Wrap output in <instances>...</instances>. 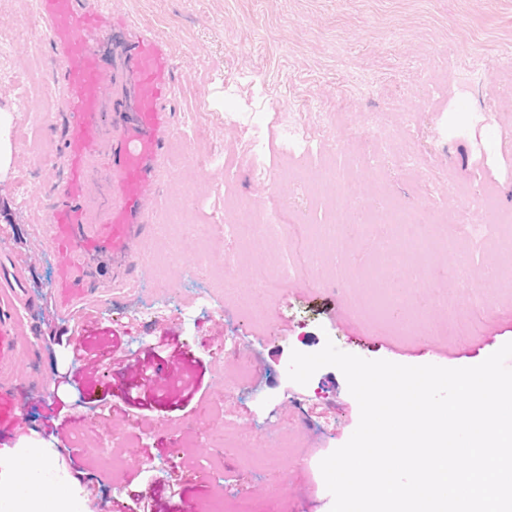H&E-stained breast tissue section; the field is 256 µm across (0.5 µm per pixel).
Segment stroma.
<instances>
[{
    "label": "stroma",
    "mask_w": 512,
    "mask_h": 512,
    "mask_svg": "<svg viewBox=\"0 0 512 512\" xmlns=\"http://www.w3.org/2000/svg\"><path fill=\"white\" fill-rule=\"evenodd\" d=\"M30 4L0 0V104L14 108L0 249L26 266L36 300L24 318L19 375L46 378L55 363H71L72 345L52 301L59 259L35 248L28 203L51 190L62 125L57 99L44 95L54 84L52 50L33 33ZM112 8L170 42L180 82L169 170L144 197L153 221L167 223L184 202L189 224L225 223L243 204L281 207L284 224L260 253L242 236L187 235L175 251L169 239L146 235L145 266L131 269L115 299L88 310L89 344L112 336L171 371L185 359L201 378L192 400L137 407L135 379L121 377L90 403L75 388L50 409L33 398L0 429V450L27 435L57 452L88 512H194L200 491L219 489L250 512H330L320 462L348 441L360 410L336 367L304 386L290 381L292 351L315 353L330 341L369 360L465 367L512 342V0H112ZM236 76L226 94L225 78ZM284 119L326 136L323 155L286 150ZM257 132L272 169L265 183L252 178L243 153ZM334 167L344 169L343 184L327 179ZM340 191L356 210L354 226L341 253L310 256ZM395 205L457 238L423 259L406 250V266H429L422 292L372 274ZM462 224L483 225L480 253L458 237ZM206 249L215 264L204 272L193 262ZM228 251L241 255L243 282L260 284L285 262L293 269L275 291L260 289L261 319L225 292L219 262ZM342 260L353 282L342 281ZM464 261L471 283L484 284L489 266L507 280L485 284L488 305L471 335L452 336L437 300L459 295ZM397 290L407 307L387 301ZM198 292L208 309L183 318L179 302ZM161 298L169 311L145 316ZM108 437L122 456L115 467L99 455Z\"/></svg>",
    "instance_id": "stroma-1"
}]
</instances>
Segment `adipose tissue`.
<instances>
[{
  "label": "adipose tissue",
  "instance_id": "1",
  "mask_svg": "<svg viewBox=\"0 0 512 512\" xmlns=\"http://www.w3.org/2000/svg\"><path fill=\"white\" fill-rule=\"evenodd\" d=\"M17 446L11 483L18 491L12 497L0 498V512H86L74 478L60 471L50 453L25 436L19 438ZM49 485L59 488L51 498L42 494Z\"/></svg>",
  "mask_w": 512,
  "mask_h": 512
}]
</instances>
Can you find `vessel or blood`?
<instances>
[{
	"label": "vessel or blood",
	"instance_id": "1",
	"mask_svg": "<svg viewBox=\"0 0 512 512\" xmlns=\"http://www.w3.org/2000/svg\"><path fill=\"white\" fill-rule=\"evenodd\" d=\"M33 13L40 22L37 35L54 48V88L66 114L61 167L45 205L46 241L60 258L55 307L71 322L72 346L78 350L87 340L80 317L102 300L86 265L103 255L133 261L140 254L138 239L159 230L146 215L144 194L162 176L173 126L174 53L152 28L128 16L113 19L110 0H33ZM113 24L132 35L117 64L102 45L104 29ZM117 67L131 100L111 107L105 91ZM103 156L108 190L102 212L95 215L86 199L90 174ZM32 305L16 258L0 253V424L18 420L24 411L15 380L22 314Z\"/></svg>",
	"mask_w": 512,
	"mask_h": 512
}]
</instances>
